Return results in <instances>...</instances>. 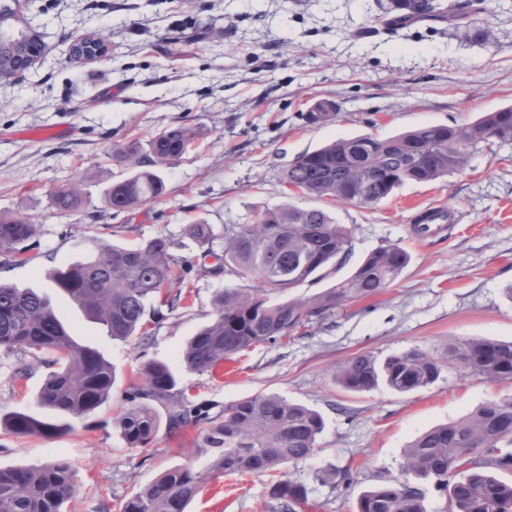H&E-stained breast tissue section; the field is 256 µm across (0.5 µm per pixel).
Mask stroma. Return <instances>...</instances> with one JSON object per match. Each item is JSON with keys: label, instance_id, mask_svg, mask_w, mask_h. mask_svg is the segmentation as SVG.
<instances>
[{"label": "stroma", "instance_id": "35a3bbf8", "mask_svg": "<svg viewBox=\"0 0 512 512\" xmlns=\"http://www.w3.org/2000/svg\"><path fill=\"white\" fill-rule=\"evenodd\" d=\"M380 13L377 0H28V20L49 52L25 77L0 80V215H24L38 233L26 263L0 268V280L29 286L36 273L83 259L95 228L128 245L167 237L192 271L181 286L187 303L146 314L144 345L112 340L54 295L59 318L81 328L117 380L109 401L73 419L67 434L19 437L0 427L1 468L71 461L78 480L63 512H118L159 474L195 460L201 422L163 425L151 447H126L117 426L125 393L145 362L176 363L187 339L212 319L216 292L256 285L214 272V258L201 255L188 225L203 221L220 231L289 203L329 211L353 244L339 271L291 289V296L324 291L378 248L397 245L410 256L383 294L346 302L286 343L233 356L234 377L210 371L183 378L191 399L216 413L274 392L323 416L317 453L279 473L278 480L305 488L303 512H357L363 491L399 476L405 448L422 432L512 397V382L448 370L403 394L384 387L352 393L333 380L361 353L438 355L463 338L512 341V142L479 144L463 171L404 185L371 209L301 196L281 178L298 155L334 138L462 125L512 105V0H484L475 16L488 33L482 45L436 23L388 30ZM91 32L103 37L109 55L92 64L70 61L66 37ZM321 99L335 102L337 116L309 123ZM177 124L196 126L202 136L162 168L164 194L112 210L107 189L132 171L113 159V148L132 139L148 145L156 131ZM70 186L82 206L55 210L50 191ZM437 204L456 213L446 236L412 238L419 210ZM20 360L0 354V417L38 410L49 369L37 363L19 377ZM274 483L265 476L218 478L188 512H266L276 503Z\"/></svg>", "mask_w": 512, "mask_h": 512}]
</instances>
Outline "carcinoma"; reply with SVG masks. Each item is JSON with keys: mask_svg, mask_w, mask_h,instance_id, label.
<instances>
[{"mask_svg": "<svg viewBox=\"0 0 512 512\" xmlns=\"http://www.w3.org/2000/svg\"><path fill=\"white\" fill-rule=\"evenodd\" d=\"M383 22L391 29L418 22L448 23L455 36L483 42L485 31L470 15L473 0H386ZM19 45L45 52L42 36L27 22L3 33L0 54ZM199 132L186 125L158 132L149 143L151 170H138L112 182L106 196L116 211L157 198L165 190L159 168L184 155ZM512 141V107L487 112L464 126L424 125L386 139L371 135L341 137L296 157L282 171L285 182L304 195L356 203L372 208L406 183H429L465 168L481 142ZM113 157L142 166L135 142L113 149ZM58 211L79 206L73 188L51 192ZM36 225L21 214L0 217V254L21 259ZM187 235L216 260V269L257 280L261 287L283 294L325 278L339 269L352 251L349 230L322 208L288 205L259 213L249 224L224 226L199 221ZM224 240L222 253L213 251ZM92 252L84 259L45 273L51 287L74 302L101 325L114 341L148 339L146 304L155 298L177 307L190 267L174 253V242L155 237L133 247L91 238ZM408 253L397 245L381 247L366 256L353 272L332 287L308 298L270 301L254 288H226L213 297L214 317L192 336L178 356V367L148 361L140 381L126 391V408L118 420L127 447L145 449L156 440L160 417L155 405L168 412V425L178 429L203 422L206 430L199 452L205 466L171 468L119 505V512H186L188 504L209 479L224 474L262 475L289 463L309 459L318 446L325 422L305 405L275 393H258L227 404L216 415L194 404L181 386L184 373L204 374L217 364L259 343L286 340L301 327L323 320L348 300L380 294L402 273ZM46 355L40 362L52 367L37 396L49 416L14 412L0 422L16 436L53 437L67 433L70 419L85 416L110 398L116 383L111 362L89 343H80L59 319L48 294L0 282V352ZM477 376L493 384L512 381V342L465 338L436 357L412 349L379 359L370 353L346 360L336 382L346 391L364 392L384 386L408 393L433 384L443 369ZM466 475L456 478L459 470ZM512 469V398L487 401L471 415L430 428L404 451L401 474L363 492L358 512H426L424 484L447 496L444 512H512V482L494 474ZM77 469L67 460L39 468H0V512H62L72 496ZM279 512H296L306 504L305 490L292 481L275 490Z\"/></svg>", "mask_w": 512, "mask_h": 512, "instance_id": "obj_1", "label": "carcinoma"}]
</instances>
